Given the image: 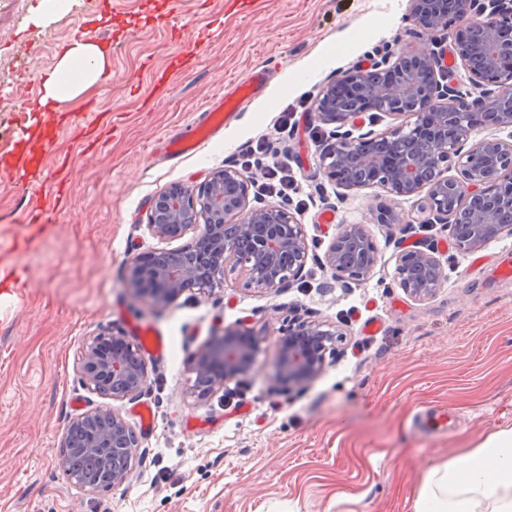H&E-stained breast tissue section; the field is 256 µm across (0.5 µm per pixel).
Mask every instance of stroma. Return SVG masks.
Instances as JSON below:
<instances>
[{"label": "stroma", "mask_w": 512, "mask_h": 512, "mask_svg": "<svg viewBox=\"0 0 512 512\" xmlns=\"http://www.w3.org/2000/svg\"><path fill=\"white\" fill-rule=\"evenodd\" d=\"M38 0H0V165H13L28 128L19 103L39 98L65 49L103 32L112 82L61 104L46 125L52 150L71 158V203L41 248L15 257L27 285L0 305V512H413L425 473L512 427V235L485 244L488 260L456 251L448 230L425 223L420 197L395 200L381 187L344 190L319 168L330 140L309 134L313 106L341 71L422 47L452 49L408 19L410 0H74L36 26ZM177 11L184 26L163 23ZM267 84L223 133L171 159L156 144L185 130L200 109L253 68ZM298 113L279 130L285 108ZM122 116L92 154L69 121L98 111ZM284 156L298 183V216L312 260L293 287L242 288L226 273L222 289L190 291L154 306L126 280L138 254L165 248L146 230L152 200L193 188L248 142ZM390 208L410 222L398 235L381 223ZM363 224L378 263L344 284L316 260L338 225ZM436 244L444 280L424 301L393 281L402 245ZM340 326L342 352L307 386H272L278 338L294 316ZM378 324L367 335L364 324ZM260 337L250 370L207 396L194 390L190 360L215 333L238 324ZM135 324L160 330L164 354L143 353L147 384L137 401L83 389L77 356L93 335H130ZM156 414L140 434L138 460L123 486L90 492L68 480L57 458L68 424L111 409L131 428L134 403ZM448 413L447 429L412 430L417 411Z\"/></svg>", "instance_id": "stroma-1"}]
</instances>
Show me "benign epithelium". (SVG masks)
<instances>
[{
	"label": "benign epithelium",
	"instance_id": "7a95c632",
	"mask_svg": "<svg viewBox=\"0 0 512 512\" xmlns=\"http://www.w3.org/2000/svg\"><path fill=\"white\" fill-rule=\"evenodd\" d=\"M466 19L490 43L485 56L471 53L455 32L454 57L471 84L483 89L481 103L468 100L437 79V53L427 47L400 53L391 63L374 62L343 73L317 100L318 122L330 128L331 142L319 157L327 179L345 189L381 186L393 198L426 192L427 223L448 226L454 248L469 252L512 225L497 223L512 211V141L472 138L464 115L476 107L497 114L495 125L512 126V81L492 80L498 61L512 59V0H496L486 13L482 0H411L410 19L431 33L448 30V10ZM382 112L410 117L377 136H355L348 126L360 113ZM456 174H450V170ZM470 207L472 223L463 233L448 223V201ZM147 231L164 241L186 236V245L133 258L127 282L137 296L156 305L175 302L189 291H208L224 281L226 270L238 271L242 287L256 292L289 288L302 280L310 247L296 213L282 205L263 204L250 196L248 180L228 161L195 190L179 188L158 195L150 208ZM317 260L342 281H361L378 261L371 234L363 224H344ZM399 287L415 300L431 297L443 279L432 247L402 249L397 257ZM344 333L321 321L298 319L279 337L278 358L270 375L275 386L301 387L325 369ZM259 337L246 327L226 328L199 349L190 361L200 394H211L242 376L251 366ZM82 386L113 400L138 398L147 383L145 362L121 335H96L85 342L76 362ZM101 409L75 418L63 436L59 468L69 474L71 449L104 456L139 447V439L118 414L105 424ZM134 457L120 469L81 487L88 491L124 485Z\"/></svg>",
	"mask_w": 512,
	"mask_h": 512
}]
</instances>
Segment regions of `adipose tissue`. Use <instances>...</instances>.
Listing matches in <instances>:
<instances>
[{
	"label": "adipose tissue",
	"mask_w": 512,
	"mask_h": 512,
	"mask_svg": "<svg viewBox=\"0 0 512 512\" xmlns=\"http://www.w3.org/2000/svg\"><path fill=\"white\" fill-rule=\"evenodd\" d=\"M109 64L104 48L77 41L62 54L29 111L54 110L81 95ZM414 512H512V428L487 437L463 456L433 466L414 499Z\"/></svg>",
	"instance_id": "adipose-tissue-1"
}]
</instances>
